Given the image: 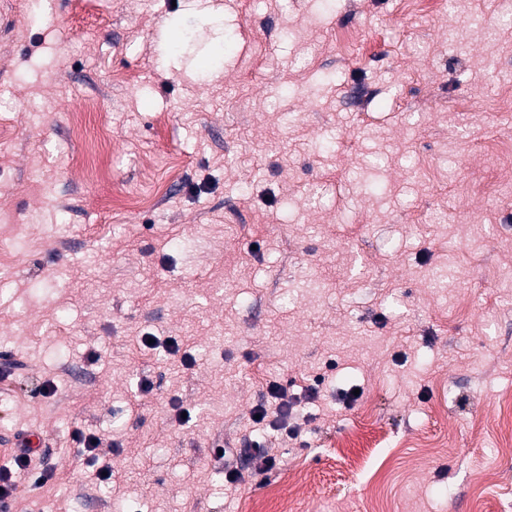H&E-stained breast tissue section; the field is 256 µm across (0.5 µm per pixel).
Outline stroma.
<instances>
[{
    "label": "stroma",
    "instance_id": "1",
    "mask_svg": "<svg viewBox=\"0 0 512 512\" xmlns=\"http://www.w3.org/2000/svg\"><path fill=\"white\" fill-rule=\"evenodd\" d=\"M511 80L499 0H0L12 512H512V194L469 189L512 174ZM274 382L299 435L226 484ZM73 441L78 444L79 454L87 456V463L93 464L97 460L96 451L103 447V440L95 434H84L80 430H76L72 434ZM29 444V441H25L20 446L22 448H17L12 455L13 469L7 466L0 468V488H2V492H0V502H3L9 508V511H11L10 502L16 490V484L13 480V471L25 470L29 466L32 454V448H28Z\"/></svg>",
    "mask_w": 512,
    "mask_h": 512
}]
</instances>
